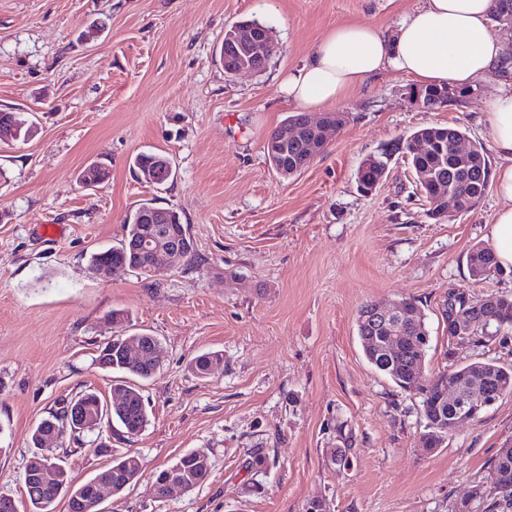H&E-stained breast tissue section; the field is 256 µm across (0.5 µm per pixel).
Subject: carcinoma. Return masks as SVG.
<instances>
[{
	"mask_svg": "<svg viewBox=\"0 0 512 512\" xmlns=\"http://www.w3.org/2000/svg\"><path fill=\"white\" fill-rule=\"evenodd\" d=\"M419 91L424 96L446 105L448 101L471 95L472 88L467 86L459 89L448 87H421ZM14 136L17 141L34 133L33 122L21 113H15ZM424 138L431 144V150L419 152L414 148L419 138ZM465 137L458 128L443 125L422 127L406 138L382 148L374 154L376 162L369 167H359L357 172L358 186H368L377 177L386 174L391 158L397 154L407 158L408 164L414 171L427 172L431 180L419 185L421 197L428 205L427 215L441 217L437 210L431 208L430 198L439 195L452 187L459 193L460 204L473 210L485 195L489 186V164L483 158L479 162H471L461 157L454 149L457 140ZM316 145V141L305 137L295 145H288V152H274L270 146H265L266 159L278 174L288 177L301 171L300 165L308 148ZM133 166L138 170L161 169L172 172L169 157L164 153L145 152L137 155ZM151 208L148 203L141 204L125 218L124 236L121 244L90 256L89 266L94 269L100 266H110L115 270V276L120 277L128 272H136L148 278L152 274L144 269L146 260L133 246L136 239L147 234L159 242L171 243L179 240L181 249L176 261L189 264L195 262L194 245L188 225L182 222L180 214L168 210L169 221L166 224H142L140 219L144 211ZM466 264L471 277L475 280H485L500 274L494 248L485 243H477L471 247L466 256ZM402 304L415 313L416 324L406 331L405 337L393 351L387 350L391 340L388 325L370 323L364 319L369 305H364L357 316V336L367 362L379 373L389 378L397 387L406 391L418 387L420 378H426L431 386L429 390L419 395L417 413L424 420V432L420 436L421 446L436 448L440 446L449 432L448 420L451 418L453 407L441 396L448 393V385L462 383L470 389L488 393H512V367L500 366L492 361H476L457 367L451 371L430 374L425 370V358L430 348V331L426 323V315L414 299H404ZM457 312L465 315L466 328L462 334L455 332L451 336L461 341L473 344L483 343V339L492 337L502 330L512 327V298L499 296L490 305L479 304V297L467 294V300L457 301ZM136 341L140 345L141 354L136 359L127 358L124 348L127 342ZM160 351L156 337L148 334H133L130 336L116 335L111 340L98 346L95 362L99 368L128 374L138 380H148L160 369L162 362L155 353ZM223 356L219 352H206L195 357L190 363L191 370L199 377L209 374L212 363L220 362ZM112 394L123 398L121 406L112 409V415L105 417V422L89 427L73 435L74 440L82 441L83 434H94L96 439H102L103 429H112V422L118 424V436L140 434L148 425V413L144 396L140 387L129 381L119 380L112 387ZM84 407L89 413H96L105 407V401L94 390H84L73 398L65 401L50 415L58 420L59 414L69 407ZM132 455H126L112 460L105 468L111 473L112 482L117 493H122L130 484L119 482L126 475L127 460ZM51 460L60 463V481L57 487H47L41 490L43 500L34 501L27 497L26 512H54V504L62 497L72 501V495L80 489L73 483L66 461L60 456ZM211 463L208 456H197L188 452L179 457L172 467L194 476L192 487L204 482L210 473ZM475 496L487 497L493 500V506L504 509L512 508V447L507 452H498L489 473V485L475 489Z\"/></svg>",
	"mask_w": 512,
	"mask_h": 512,
	"instance_id": "cac0c4a2",
	"label": "carcinoma"
}]
</instances>
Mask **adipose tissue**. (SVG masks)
I'll list each match as a JSON object with an SVG mask.
<instances>
[{"instance_id":"ef3b65f1","label":"adipose tissue","mask_w":512,"mask_h":512,"mask_svg":"<svg viewBox=\"0 0 512 512\" xmlns=\"http://www.w3.org/2000/svg\"><path fill=\"white\" fill-rule=\"evenodd\" d=\"M493 6V0H419L389 33L369 25L338 26L283 78L280 91L288 102L322 111L387 71L420 86L495 84L482 120L498 158L491 177L490 238L499 266L507 270L512 268V55L492 30Z\"/></svg>"}]
</instances>
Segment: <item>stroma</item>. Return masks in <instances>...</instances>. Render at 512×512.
Returning a JSON list of instances; mask_svg holds the SVG:
<instances>
[{
    "mask_svg": "<svg viewBox=\"0 0 512 512\" xmlns=\"http://www.w3.org/2000/svg\"><path fill=\"white\" fill-rule=\"evenodd\" d=\"M418 0H0V109L33 114L38 131L0 143V495L24 504L30 434L61 400L112 397L116 375L93 363L128 312L126 334L160 342L163 363L142 392L150 423L111 456L64 440L75 483L134 454L141 478L105 494L100 512H493L475 497L498 450L512 445V394L437 448L420 443L418 398L366 362L356 318L367 303L420 301L430 373L475 361L512 365V331L484 345L451 339V289L512 295V269L477 282L466 265L487 242L494 198L433 219L413 170L394 156L373 194L357 188L367 155L421 127L448 125L497 158L480 116L494 87L432 112L415 108L406 77L369 78L335 106L345 124L305 170L285 178L264 145L295 104L279 82L342 24L390 31ZM258 18L279 51L260 74L226 77L227 26ZM162 152L172 178L133 168ZM94 161L109 174L78 182ZM176 210L199 269L178 264L105 282L91 253L119 245L139 203ZM54 224L58 233L41 227ZM223 355L207 377L190 360ZM205 451L206 481L153 495L156 471ZM265 456L256 465L255 455Z\"/></svg>",
    "mask_w": 512,
    "mask_h": 512,
    "instance_id": "stroma-1",
    "label": "stroma"
}]
</instances>
